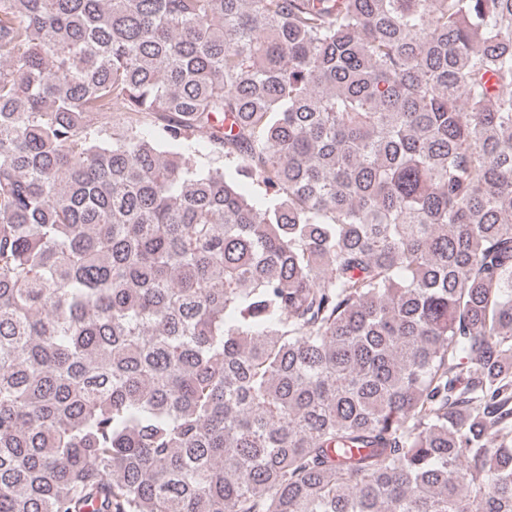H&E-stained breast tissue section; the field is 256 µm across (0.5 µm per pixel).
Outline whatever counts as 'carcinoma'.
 Returning a JSON list of instances; mask_svg holds the SVG:
<instances>
[{"mask_svg":"<svg viewBox=\"0 0 512 512\" xmlns=\"http://www.w3.org/2000/svg\"><path fill=\"white\" fill-rule=\"evenodd\" d=\"M0 512H512V0H0Z\"/></svg>","mask_w":512,"mask_h":512,"instance_id":"carcinoma-1","label":"carcinoma"}]
</instances>
